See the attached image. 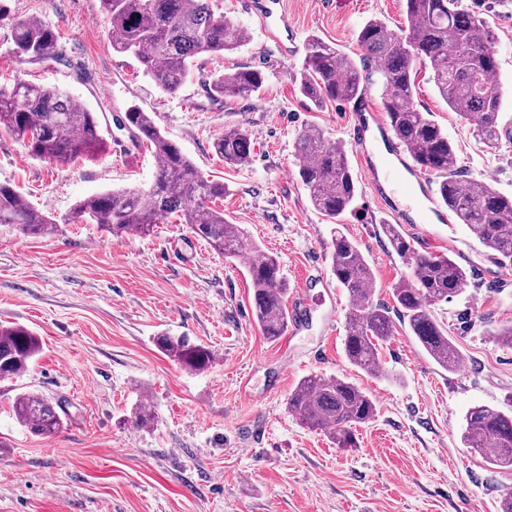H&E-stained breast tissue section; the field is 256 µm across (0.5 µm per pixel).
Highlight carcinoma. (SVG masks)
<instances>
[{
    "label": "carcinoma",
    "instance_id": "1",
    "mask_svg": "<svg viewBox=\"0 0 512 512\" xmlns=\"http://www.w3.org/2000/svg\"><path fill=\"white\" fill-rule=\"evenodd\" d=\"M110 18L112 50L133 55L143 74L166 93L177 92L190 75V62L201 54L222 56L241 48L248 33L224 20L215 0H101ZM404 27L395 30L379 19L357 31L359 61L319 37L306 45L299 70L300 93L316 108L331 101L361 98L379 76L381 105L393 135L410 149L412 159L437 178L438 202L457 223L466 225L499 262L512 266V197L486 182H467L458 174L457 156L448 134L415 101L419 69L430 68L432 81L448 108L477 127L486 142L499 144L503 88L496 80L499 64L483 66L496 56L487 24L460 0H402ZM12 53L20 61L52 58L56 35L33 20L10 23ZM264 82L258 69L238 67L220 73L210 92L226 100L245 98ZM125 128L135 143L152 154L153 185L118 189L89 196L73 208L72 221L88 218L109 234L147 236L171 215L217 253L239 261L253 290V317L270 341L284 335L290 315L288 282L278 258L243 238L224 218L216 201L224 200L220 181L203 176L191 159L169 141L150 113L134 107L125 114ZM0 130L18 139L29 156L72 163L104 152L96 113L78 106L55 87L17 81L0 86ZM213 148L227 164L237 165L252 153L250 134L242 128L224 130ZM296 149L304 159L301 183L313 209L335 222L355 209L358 179L344 146L332 143L314 128L298 133ZM0 224H12L29 235L49 236L56 222L31 207L10 184H0ZM394 252L411 265V277L392 289L393 305L373 302L374 275L357 244L337 231L332 238L331 273L351 303L344 337L345 357L353 367L378 378L384 374L381 350L396 331L408 324L420 348L443 370L457 369L458 351L432 314L430 306L457 296L468 273L454 260L412 249L398 224L381 225ZM157 345L193 371L210 361L206 347L184 336L163 334ZM40 339L19 324L0 325V379L27 371L41 353ZM16 420L36 435L50 436L63 426L56 407L34 392L12 402ZM288 412L313 429L324 431L338 448L357 447V427L376 413L372 395L345 377L310 374L288 394ZM465 447L496 469L512 470V414L477 406L465 416L461 435Z\"/></svg>",
    "mask_w": 512,
    "mask_h": 512
}]
</instances>
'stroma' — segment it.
<instances>
[{"label": "stroma", "instance_id": "35a3bbf8", "mask_svg": "<svg viewBox=\"0 0 512 512\" xmlns=\"http://www.w3.org/2000/svg\"><path fill=\"white\" fill-rule=\"evenodd\" d=\"M462 2L495 33L499 127L512 129V0ZM6 4L11 17L55 30L58 58L17 62L10 28L0 25V85L23 79L67 91L97 113L107 149L63 164L34 159L0 134V182L58 222L48 237L0 224V323L23 325L43 344L22 376L0 382V512H498L512 471L487 467L461 433L473 406L512 411V346L490 334L512 321V267L464 225L404 223L419 252L452 256L472 271L458 296L433 307L462 362L456 372L442 370L402 325L382 350L385 377H370L344 354L350 306L330 272L334 228L359 244L374 273V301L391 302L411 270L381 232L391 217L367 182L359 184L355 211L334 225L312 208L298 179L294 142L308 127L344 145L354 172L362 170L352 104L315 108L294 81L308 37L355 54L363 21L402 24L401 0H281L273 12L284 25L273 38L244 0H218L249 39L224 57L199 56L173 94L132 56L113 51L101 0ZM239 66L262 70V87L228 103L210 96V77ZM418 82L416 100L453 142L461 175L512 195V143L487 147L474 125L449 110L430 73ZM133 105L224 182L225 217L279 257L288 307L300 319L277 341L254 321L245 267L178 220L146 237L70 223L84 197L151 185V155L130 147L121 127ZM234 126L248 131L253 151L247 162L228 165L213 142ZM163 332L205 346L208 367L191 372L162 352L154 338ZM312 373L348 378L373 395L377 413L359 428L358 448H337L289 413L290 391ZM22 392L62 406L58 433L34 435L11 417ZM139 408L152 421L138 428Z\"/></svg>", "mask_w": 512, "mask_h": 512}]
</instances>
